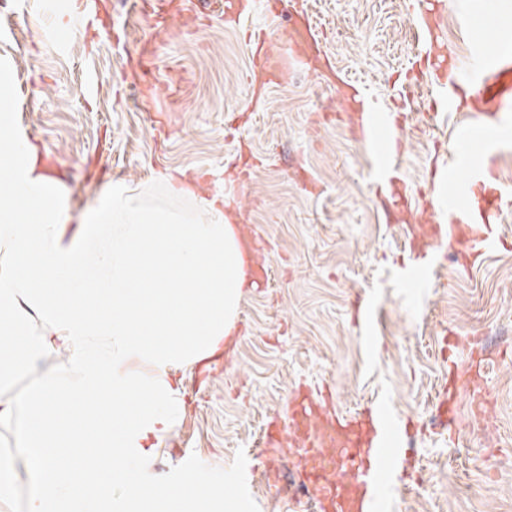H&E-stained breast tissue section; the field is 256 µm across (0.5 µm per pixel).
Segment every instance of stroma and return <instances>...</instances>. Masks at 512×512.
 I'll use <instances>...</instances> for the list:
<instances>
[{
	"label": "stroma",
	"mask_w": 512,
	"mask_h": 512,
	"mask_svg": "<svg viewBox=\"0 0 512 512\" xmlns=\"http://www.w3.org/2000/svg\"><path fill=\"white\" fill-rule=\"evenodd\" d=\"M0 0V61L13 70L10 118L35 144L51 176L64 183L73 218L121 183L162 199L163 174L185 171L195 195L177 208L205 220L204 201L228 198L241 227L269 246L272 277L238 310V332L221 373L200 383L177 371L184 408L154 454L132 460L139 480L160 488L184 476L244 512H308L295 492L262 478L268 462L287 468L286 448L263 450L271 417L286 413L298 390H324L345 414L383 401L400 416L414 453L401 460L402 484L389 512H512V213L504 245L471 267L447 256L429 287L400 280L412 264L411 231H422V197L441 196L429 163L448 152L468 112L406 111L397 130L399 177L408 204L387 222L375 194L377 144L356 124L326 121L344 103L335 87L291 55L261 99L247 81L251 43L219 21L182 38L155 37L130 0H100L101 30H86L70 0ZM440 46L449 64L470 66L485 23H498L489 0H445ZM308 10L325 51L370 86L382 108H396L402 81L429 85L413 32L416 0H276L253 7V22L275 34ZM155 37L156 69L181 87L178 101L134 87L125 59ZM254 168L229 188L241 158ZM371 307L375 330L363 336L355 298ZM480 363L490 393L487 421H471L460 394L454 427L433 423L449 373Z\"/></svg>",
	"instance_id": "stroma-1"
}]
</instances>
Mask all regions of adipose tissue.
Segmentation results:
<instances>
[{"instance_id":"obj_1","label":"adipose tissue","mask_w":512,"mask_h":512,"mask_svg":"<svg viewBox=\"0 0 512 512\" xmlns=\"http://www.w3.org/2000/svg\"><path fill=\"white\" fill-rule=\"evenodd\" d=\"M0 388L32 377L21 396L0 400V506L11 508L16 458L35 456L37 483L26 512H209L193 476L166 491L132 477L126 462L148 454L180 413L174 371L188 370L233 336L252 283L225 199L205 201L207 219L149 203L123 186L68 233L66 199L45 175L38 149L0 115ZM66 361L48 356L51 342ZM146 371L125 370L131 359Z\"/></svg>"}]
</instances>
